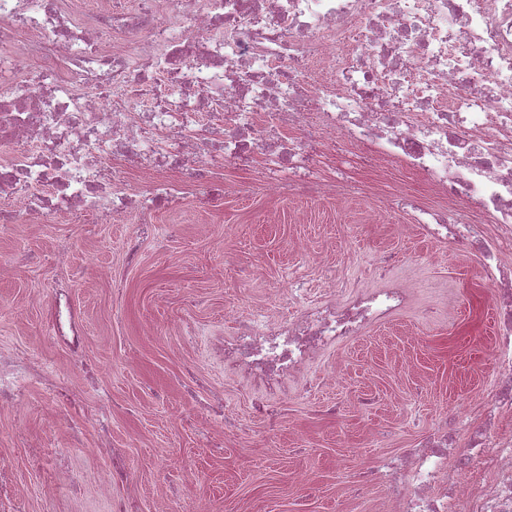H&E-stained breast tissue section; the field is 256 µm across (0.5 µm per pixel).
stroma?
<instances>
[{
	"instance_id": "1",
	"label": "stroma",
	"mask_w": 512,
	"mask_h": 512,
	"mask_svg": "<svg viewBox=\"0 0 512 512\" xmlns=\"http://www.w3.org/2000/svg\"><path fill=\"white\" fill-rule=\"evenodd\" d=\"M318 170L342 191L267 197L241 189L251 171L232 170L223 199L208 203L201 192H188L178 210L151 217L156 231L141 240L133 265L125 261L127 224L87 217L15 224L0 233V257L30 258L0 278V343L67 376L88 406L109 395L112 445L126 450L132 466L131 481L113 492L134 498L139 512H162L173 483L182 501H207L211 512L257 505L265 512H379L381 487L350 496L354 467L411 447L458 403L478 411L493 375L495 327L478 260L438 246L408 214L370 222L394 189L426 194L414 175L397 169L378 179L341 152L322 157ZM63 241L70 248L60 264ZM387 253L400 258L392 274L417 283L416 302L311 363L309 394L295 386L284 398L266 394L213 354L212 339L234 333L225 307L263 311L276 290L315 293L330 276L348 289L367 286ZM57 277L71 282L68 303L86 336L81 358L101 369L97 385L85 384L70 351L47 334L54 306L42 294ZM116 278L121 288H114ZM335 368L342 384L322 385ZM28 394V410H0V487L11 496L10 512H109L94 492L109 459L86 453L96 427L84 426L83 448L69 451L70 479L85 487L75 497L64 491L70 479L53 467L65 434L45 430L38 382ZM259 400L283 405L276 431L256 412ZM228 413L237 432L223 447H210L207 426ZM245 458L251 468H241ZM299 471L307 473L308 488L295 485ZM51 484L57 493L50 505Z\"/></svg>"
}]
</instances>
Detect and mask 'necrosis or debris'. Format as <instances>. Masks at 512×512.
<instances>
[{
	"instance_id": "obj_1",
	"label": "necrosis or debris",
	"mask_w": 512,
	"mask_h": 512,
	"mask_svg": "<svg viewBox=\"0 0 512 512\" xmlns=\"http://www.w3.org/2000/svg\"><path fill=\"white\" fill-rule=\"evenodd\" d=\"M34 80H2L24 61ZM343 147L384 172L399 162L445 208L398 193L438 245L476 254L492 276L495 381L480 417L465 407L418 447L359 472L382 482V512H512V0H0V233L14 224L130 223L138 257L146 216L179 206L184 175L221 199L224 169L261 160L269 195L328 191L316 158ZM147 177L132 190L120 167ZM407 279L295 297L241 317L218 342L225 367L278 394L313 360L407 307ZM108 431L105 408L31 355L0 346V407L30 405Z\"/></svg>"
}]
</instances>
